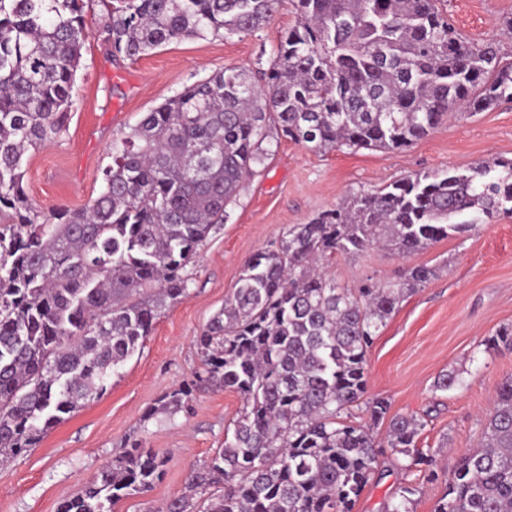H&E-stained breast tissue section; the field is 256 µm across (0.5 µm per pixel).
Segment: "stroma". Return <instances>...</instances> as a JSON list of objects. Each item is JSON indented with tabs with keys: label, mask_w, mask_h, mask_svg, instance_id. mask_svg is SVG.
<instances>
[{
	"label": "stroma",
	"mask_w": 512,
	"mask_h": 512,
	"mask_svg": "<svg viewBox=\"0 0 512 512\" xmlns=\"http://www.w3.org/2000/svg\"><path fill=\"white\" fill-rule=\"evenodd\" d=\"M442 7L463 34L495 43L504 59L512 58V34L503 31L512 0H444ZM84 20L89 37L67 129L53 145L29 151L23 164L24 190L46 213L76 209L98 196L113 139L144 112L213 71H256L261 50H273L297 16L290 0H283L271 23L254 34L230 41L184 39L135 61L112 58L97 0H87ZM265 147L263 171L244 182L227 221L189 266L188 295L162 309L143 348L112 375L103 394L67 416L35 448L0 466V512H56L134 437L165 459V474L148 491L120 501L116 512H158L179 496L190 469L223 445L242 401L235 392L208 387L194 392L188 411L150 421L144 415L198 370L196 338L223 308L252 254L347 195L415 173L512 158V102L473 116L449 112L427 137L399 151L321 152L284 138ZM415 265L432 267L436 275L379 330L366 356L367 394L387 399L390 415H427L417 445L433 455L438 477L403 471L391 456H382L352 512H385L404 484L416 490L413 512H434L461 456L478 444L499 385L512 377V352L485 345L501 324L512 322V218L403 258L379 248L339 257L327 273L339 285L356 288L368 278L396 283L404 268ZM451 371L459 373L461 385L435 390L439 375Z\"/></svg>",
	"instance_id": "1"
}]
</instances>
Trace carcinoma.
<instances>
[{
  "label": "carcinoma",
  "mask_w": 512,
  "mask_h": 512,
  "mask_svg": "<svg viewBox=\"0 0 512 512\" xmlns=\"http://www.w3.org/2000/svg\"><path fill=\"white\" fill-rule=\"evenodd\" d=\"M99 2L112 56L135 61L175 40L255 33L282 0ZM295 7L267 68H224L144 113L112 142L100 194L44 216L24 192L23 158L66 127L88 37L84 0H0L1 464L102 394L161 309L187 294L186 267L263 164L270 130L319 150H398L450 110L512 102V62L458 32L440 0ZM500 215L512 216V159L354 193L256 251L197 337L194 379L144 416L187 409L205 385L242 399L224 446L164 512H351L384 448L402 470L430 466L416 445L425 416H393L384 446L347 419L367 392L374 337L435 271L407 267L396 284L351 289L320 267L377 245L405 257ZM486 347L512 351V323ZM367 408L378 424L390 406L374 397ZM164 466L135 439L57 512H112ZM414 492L399 487L385 512H412ZM434 512H512V377Z\"/></svg>",
  "instance_id": "cac0c4a2"
}]
</instances>
